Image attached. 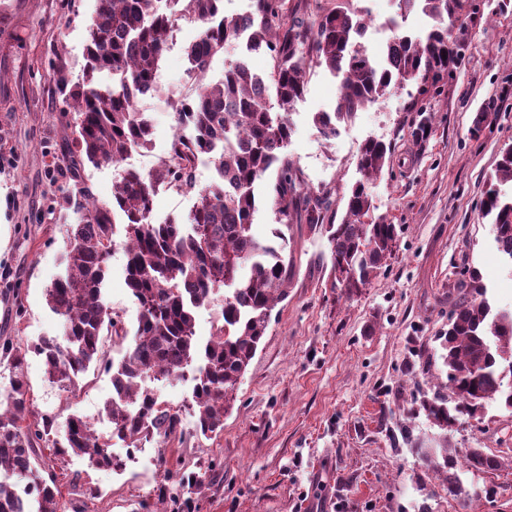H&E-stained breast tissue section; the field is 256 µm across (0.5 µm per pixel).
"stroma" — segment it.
<instances>
[{
    "label": "stroma",
    "instance_id": "35a3bbf8",
    "mask_svg": "<svg viewBox=\"0 0 512 512\" xmlns=\"http://www.w3.org/2000/svg\"><path fill=\"white\" fill-rule=\"evenodd\" d=\"M463 22L468 39L456 74L441 94L411 82L358 111L336 139L321 138L315 113L331 110L339 81L310 69L293 104L286 152L311 193H330L344 213L343 194L359 179L357 158L369 138L392 151L369 191L377 214L397 227L394 252L359 294L331 288L324 234L297 216L288 222V252L296 275L277 304L267 334L238 389L224 429L214 439L154 438L131 450L114 441L125 462L115 472L71 456L56 463L65 512H512V409L494 402L482 419L448 433L458 452L481 448L506 462L493 480L464 474L470 496L449 498L439 476L425 472L413 451L377 428L389 407L413 437L438 429L411 403L405 373L419 345L436 347L446 329L448 285L455 271L475 268L494 308L512 311V267L481 213L487 180L502 146L512 144V0H476ZM95 0H0V342L19 345L61 334L45 290L63 258L80 191L111 205L114 166L85 165L73 178L77 154L74 112L56 80L82 81L86 27ZM198 26L177 19L159 63L155 97L139 107L152 125L151 144L126 166L146 170L169 155L175 109L192 83L185 48ZM491 112L492 122L479 123ZM431 117L423 141L412 135L419 114ZM124 235L116 233L103 284L105 302L134 325L137 308L125 284ZM38 411L55 415L64 433L71 413L96 432L111 428L102 412L110 375L91 372L76 394L51 384L40 358L23 368ZM209 471L189 496L168 471ZM97 489V497L86 488Z\"/></svg>",
    "mask_w": 512,
    "mask_h": 512
}]
</instances>
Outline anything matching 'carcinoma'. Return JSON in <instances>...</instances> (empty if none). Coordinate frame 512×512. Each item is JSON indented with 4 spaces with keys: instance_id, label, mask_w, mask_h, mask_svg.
Returning a JSON list of instances; mask_svg holds the SVG:
<instances>
[{
    "instance_id": "carcinoma-1",
    "label": "carcinoma",
    "mask_w": 512,
    "mask_h": 512,
    "mask_svg": "<svg viewBox=\"0 0 512 512\" xmlns=\"http://www.w3.org/2000/svg\"><path fill=\"white\" fill-rule=\"evenodd\" d=\"M245 16L220 13L221 0H96L87 26L84 80L69 97L76 114L75 133L81 167L117 166L132 152L147 147L151 128L138 100L157 92L159 62L168 50V34L176 18L201 24L186 48L192 92L176 107L178 132L170 155L148 171L125 168L115 181L112 207L87 198L77 202L65 256V270L48 288L50 308L61 317L63 337L40 338L21 346L0 347L14 370L10 389L0 401V512H58L56 476L38 474L37 450L44 445L56 456L86 457L91 465L120 470L124 460L112 455L109 441L83 417L72 415L63 436H52L54 418L40 414L28 397L22 367L28 353L42 358L48 381L73 393L90 368L111 374L113 394L104 405L112 423L110 436L137 448L155 436L182 432L179 413L141 386V379L169 380L189 372L194 378L191 410L195 436L210 438L224 429L244 374L266 335L276 305L288 296L294 275L284 233L279 242L252 233L258 184L276 172L274 204L284 217L294 210L310 228L327 237L331 255V287L351 297L370 284L391 257L396 225L374 215L368 184L381 175L390 153L383 141L360 147L362 178L345 194L340 223L328 218L330 194L312 195L293 174L285 149L291 135L288 112L304 91L312 66H325L340 78L337 106L319 112L314 124L325 140H333L342 123L365 106L391 94L409 81L423 92L456 70L467 30H453L461 0H395L406 18L418 8L432 24L422 37L394 33L383 54L375 56L356 41L366 28L354 0H251ZM241 41L244 53L228 62L219 77L211 76L214 57ZM270 57L264 73L254 71L249 56ZM189 127L185 137L180 129ZM202 157L217 179L203 188L193 179ZM512 145L500 149L496 181L489 184L483 214L491 220L495 242L512 262ZM163 186L195 192L186 219L157 223L153 195ZM121 218L126 252V285L137 305L134 334L123 316L103 300L107 261ZM249 269L244 276L242 271ZM224 293L210 338L195 333L199 309ZM448 329L438 337L442 353L416 352L408 372L430 371L441 359L447 382L418 391L417 410L440 430L425 444L408 430L391 426L382 412L379 428L401 435L425 471L444 477L448 496L462 495L460 469L473 475L493 474L503 461L478 448L458 463L448 448V431L463 419H475L497 401L512 408V315L495 313L475 269L448 292ZM133 336L124 355L114 360L103 336ZM24 484L35 489L28 501L15 492Z\"/></svg>"
}]
</instances>
